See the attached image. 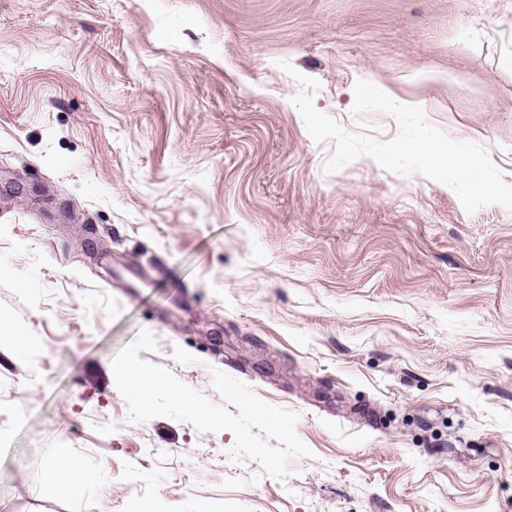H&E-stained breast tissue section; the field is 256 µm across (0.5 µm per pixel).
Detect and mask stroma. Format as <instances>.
<instances>
[{
	"label": "stroma",
	"instance_id": "1",
	"mask_svg": "<svg viewBox=\"0 0 512 512\" xmlns=\"http://www.w3.org/2000/svg\"><path fill=\"white\" fill-rule=\"evenodd\" d=\"M373 83L512 183V0H0V512H512V210L292 103ZM299 413L278 480L231 431L127 420L113 358ZM56 460L92 476L62 488Z\"/></svg>",
	"mask_w": 512,
	"mask_h": 512
}]
</instances>
